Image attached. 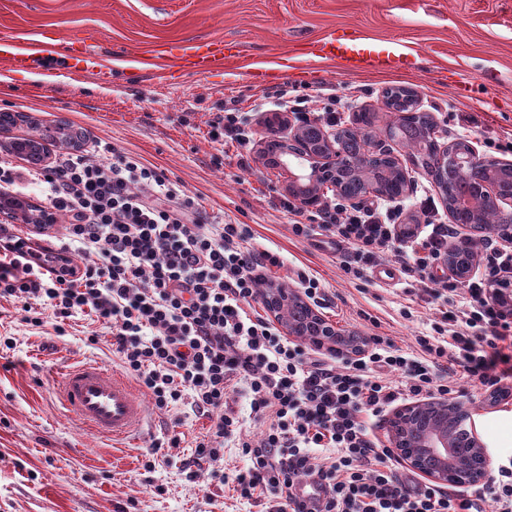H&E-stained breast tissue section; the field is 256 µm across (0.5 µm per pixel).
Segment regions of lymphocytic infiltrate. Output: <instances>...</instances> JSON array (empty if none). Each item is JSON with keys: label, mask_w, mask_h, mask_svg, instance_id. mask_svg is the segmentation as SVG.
I'll use <instances>...</instances> for the list:
<instances>
[{"label": "lymphocytic infiltrate", "mask_w": 512, "mask_h": 512, "mask_svg": "<svg viewBox=\"0 0 512 512\" xmlns=\"http://www.w3.org/2000/svg\"><path fill=\"white\" fill-rule=\"evenodd\" d=\"M209 127L215 143L243 147L253 137L236 108ZM32 185L42 187L64 232L46 248L0 234V299L21 305L36 328L49 316H89L157 408L191 396L211 422L194 465L223 454L241 427L228 397L246 393L266 427L259 445H242L249 465L234 479L241 498L266 499V512H512V458L493 459L479 488L423 484L399 472L393 450L371 432L397 402L455 394L451 369L484 388L512 380V309L491 290L512 269V254L482 243L480 271L462 286L433 273L454 230L431 210L423 212L426 234L414 238L397 234L393 206L331 202L306 213L282 199L292 233L342 250L348 279L367 280L389 253L417 284L418 300L437 307L417 352L374 334L362 356L347 359L288 340L251 311L280 256L248 248L249 225L207 222L157 168L107 146L62 154L38 170L0 161L1 193ZM304 478L325 488L310 506L295 492Z\"/></svg>", "instance_id": "obj_1"}]
</instances>
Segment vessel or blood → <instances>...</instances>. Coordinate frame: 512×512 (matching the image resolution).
<instances>
[{
    "mask_svg": "<svg viewBox=\"0 0 512 512\" xmlns=\"http://www.w3.org/2000/svg\"><path fill=\"white\" fill-rule=\"evenodd\" d=\"M240 47L223 40L180 45L178 66L198 73L213 69H229ZM318 58L337 61L350 75L365 71L376 59V53L358 42L323 38L312 47ZM0 58L11 67L30 69L39 65L41 55L21 51L9 34L0 35ZM384 63L393 67L404 64V57L384 56ZM58 394L67 411L89 426L97 435L122 441L137 435L146 416L145 403L135 383L123 375L108 372L96 363H86L64 370L57 383Z\"/></svg>",
    "mask_w": 512,
    "mask_h": 512,
    "instance_id": "obj_1",
    "label": "vessel or blood"
}]
</instances>
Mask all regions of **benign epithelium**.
Here are the masks:
<instances>
[{"instance_id":"obj_1","label":"benign epithelium","mask_w":512,"mask_h":512,"mask_svg":"<svg viewBox=\"0 0 512 512\" xmlns=\"http://www.w3.org/2000/svg\"><path fill=\"white\" fill-rule=\"evenodd\" d=\"M308 123L281 112L267 119V138L280 146L286 165L291 159L300 162V172L292 173L288 184L290 194L302 201L306 198L321 201L327 192L346 197L351 203L365 199L397 200L411 187L410 173L417 168L414 161H404L395 156L382 142L369 143L352 157L346 150L344 130H326L317 127L318 146L305 142ZM379 158L390 161L392 169L402 180L399 194L381 193L374 162ZM485 159L467 139L449 143L438 151L434 172L428 178L447 198V181L443 174L452 171L464 178L474 179L477 194L466 200V207L477 215L486 205L495 208L497 224H462L460 242L448 248L444 266L453 277L464 280L472 265L461 263L459 248L464 241L484 238L489 234L499 236L512 227V185L504 188L499 181L483 175ZM262 302L275 324L288 338L295 341L312 340L327 344L342 342L340 353L346 357L361 356L364 346L356 334L341 331L328 323L314 305L299 291H285L276 285L265 289ZM475 402L458 399L433 398L408 404L396 409L388 419V437L392 448L411 468L433 484L447 483L448 469L461 473L459 485L474 486L486 481L489 458L485 444L477 430Z\"/></svg>"}]
</instances>
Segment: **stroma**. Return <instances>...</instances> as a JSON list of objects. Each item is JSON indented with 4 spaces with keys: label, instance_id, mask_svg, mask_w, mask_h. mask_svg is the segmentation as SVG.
Listing matches in <instances>:
<instances>
[{
    "label": "stroma",
    "instance_id": "35a3bbf8",
    "mask_svg": "<svg viewBox=\"0 0 512 512\" xmlns=\"http://www.w3.org/2000/svg\"><path fill=\"white\" fill-rule=\"evenodd\" d=\"M1 28L23 46L36 37L54 42L57 57L51 71H15L0 60V112L15 117L0 140L31 137L62 120L88 140L140 158L181 184L210 220L249 225L251 246L278 252L284 265L273 283L295 284L297 271H306L325 290L324 319L345 331H376L405 349L429 330L433 308L402 318L411 304L408 280L350 282L334 245L292 234V217L280 207L288 171L261 157L266 134L256 104L280 89L333 94L342 101L339 125L349 128L358 113L376 111L382 90L414 87L437 122L439 142L467 138L481 156L512 161V151L486 146L512 134V0H0ZM359 35L413 49V66L350 76L333 61L307 64L310 42ZM220 37L241 49L224 75L131 60L147 46ZM87 46L111 63V78L66 67ZM474 71L483 82L458 96V76ZM229 98L248 112L254 131L245 168L235 147L209 138V122ZM63 328L60 336L41 332L19 305L0 300V512H262V500L233 490L248 463L238 443L257 441L263 430L245 394L230 398L243 420L238 438L189 475L183 462L210 427L190 404L149 407L139 437L126 442L102 438L66 412L55 391L63 370L85 362L114 372L121 366L88 316ZM476 421L487 448L512 453V396ZM173 425L181 444L168 448Z\"/></svg>",
    "mask_w": 512,
    "mask_h": 512
}]
</instances>
